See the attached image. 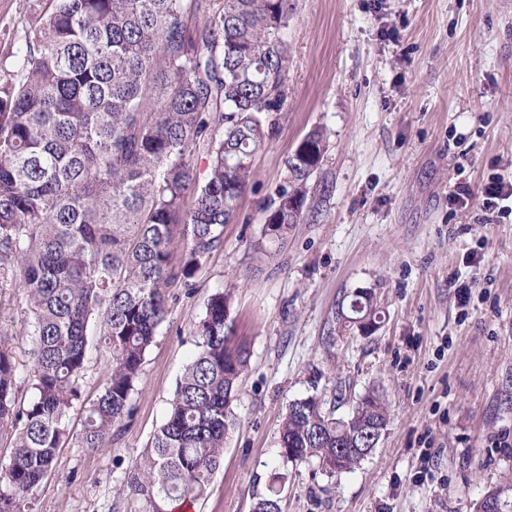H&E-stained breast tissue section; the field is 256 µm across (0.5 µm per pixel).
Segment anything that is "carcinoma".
Instances as JSON below:
<instances>
[{"instance_id":"obj_1","label":"carcinoma","mask_w":512,"mask_h":512,"mask_svg":"<svg viewBox=\"0 0 512 512\" xmlns=\"http://www.w3.org/2000/svg\"><path fill=\"white\" fill-rule=\"evenodd\" d=\"M11 68L0 78V290L22 300L31 338L19 366L0 338V512H31L66 443L102 451L131 418V396L166 293L192 288L224 250V225L253 181L252 158L280 127L292 58L290 0H37ZM207 164L199 172L195 154ZM326 150L316 127L287 161V185L261 208L260 258L304 223L309 179ZM230 295L219 288L192 329L194 350L164 423L124 473L120 491L151 512L202 497L236 425L238 380L250 350L232 339ZM374 294L338 303V330L369 335L382 322ZM106 374L83 397L92 358ZM81 410V428L70 413ZM389 423L377 389L347 416L315 397L290 401L278 440L282 466L308 463L333 479L354 471ZM276 473L251 512H281Z\"/></svg>"}]
</instances>
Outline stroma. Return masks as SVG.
<instances>
[{
    "instance_id": "1",
    "label": "stroma",
    "mask_w": 512,
    "mask_h": 512,
    "mask_svg": "<svg viewBox=\"0 0 512 512\" xmlns=\"http://www.w3.org/2000/svg\"><path fill=\"white\" fill-rule=\"evenodd\" d=\"M292 2L288 104L223 251L194 288H169L111 450L60 448L32 512H146L119 484L163 423L192 326L218 288L232 295L251 360L238 425L192 512H250L275 471L290 400L314 395L343 415L372 388L390 414L379 447L338 481L288 467L281 512H475L486 488L512 485V218L448 203L457 183L480 190L492 166L512 180V0ZM35 4L0 0V63ZM317 126L327 132L308 182L318 216L261 260L247 245L259 209ZM360 289L378 299L379 329L328 337L339 300ZM20 309L0 292V333L24 371Z\"/></svg>"
}]
</instances>
